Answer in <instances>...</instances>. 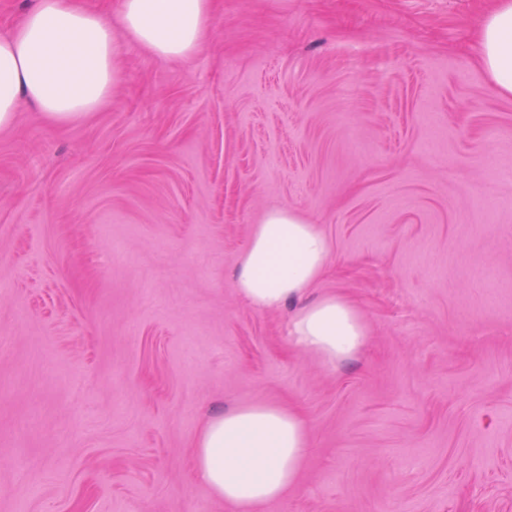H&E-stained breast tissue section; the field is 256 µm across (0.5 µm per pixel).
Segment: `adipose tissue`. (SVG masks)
Returning <instances> with one entry per match:
<instances>
[{
  "label": "adipose tissue",
  "mask_w": 512,
  "mask_h": 512,
  "mask_svg": "<svg viewBox=\"0 0 512 512\" xmlns=\"http://www.w3.org/2000/svg\"><path fill=\"white\" fill-rule=\"evenodd\" d=\"M213 7L214 0H121L110 21L76 0H32L0 36V130L11 128L25 105L58 125L89 118L119 81L118 38L154 57L187 60L203 45ZM477 37L492 86L512 97V0H493ZM331 250L320 225L273 208L239 261L235 287L256 311L294 305L284 326L289 343L333 369L362 349L367 325L345 294L307 298ZM193 448L195 480L235 512H257L296 486L310 431L299 412L259 401L213 415Z\"/></svg>",
  "instance_id": "1"
}]
</instances>
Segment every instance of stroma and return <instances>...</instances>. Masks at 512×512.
<instances>
[{
    "label": "stroma",
    "instance_id": "35a3bbf8",
    "mask_svg": "<svg viewBox=\"0 0 512 512\" xmlns=\"http://www.w3.org/2000/svg\"><path fill=\"white\" fill-rule=\"evenodd\" d=\"M490 0H217L188 61L123 41L66 127L0 131V512H234L210 414L295 408L311 452L258 512H512V98ZM275 207L333 249L366 349L295 350L234 275ZM492 1L477 32L478 58L496 92L512 97V1Z\"/></svg>",
    "mask_w": 512,
    "mask_h": 512
}]
</instances>
